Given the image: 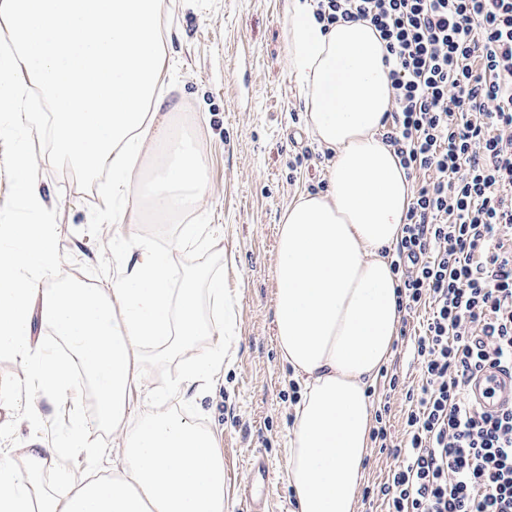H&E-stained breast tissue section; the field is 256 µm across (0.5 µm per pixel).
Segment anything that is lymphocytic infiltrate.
Returning <instances> with one entry per match:
<instances>
[{"mask_svg":"<svg viewBox=\"0 0 512 512\" xmlns=\"http://www.w3.org/2000/svg\"><path fill=\"white\" fill-rule=\"evenodd\" d=\"M318 19L365 21L394 89L382 135L419 182L392 254L398 307L424 382L407 391L387 512H512V409L468 397L512 368V0H316Z\"/></svg>","mask_w":512,"mask_h":512,"instance_id":"f902f5d3","label":"lymphocytic infiltrate"}]
</instances>
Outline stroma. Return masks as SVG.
<instances>
[{
  "label": "stroma",
  "instance_id": "1",
  "mask_svg": "<svg viewBox=\"0 0 512 512\" xmlns=\"http://www.w3.org/2000/svg\"><path fill=\"white\" fill-rule=\"evenodd\" d=\"M286 0H166L172 30L166 45L165 87L180 103L175 116L179 133L195 137L206 165L210 196L183 223L149 224L145 231L156 249H165L184 224L213 228L209 248L175 254L177 273L206 267L223 273L237 289V360L222 371L211 389L182 410L215 432L224 456L227 512H245L242 487L253 454H262L271 468L268 512H295L294 493L287 480L286 448L291 411L301 389L281 358L275 339L277 225L288 204L300 193L328 188L330 164L310 137L306 114L294 90L286 45ZM30 148L37 159L34 177L59 215L60 278L106 283L121 269L113 235L105 226L112 201L101 192L108 171L85 173L55 150L49 124L34 132ZM14 149L8 133L0 132V220L28 222L32 216L19 201L13 174L5 161ZM308 153V160L294 158ZM422 313L405 316L386 364L397 372L402 387L391 397L393 444L404 434L405 390L421 383V372L409 357L411 337ZM141 369L145 388L131 397L145 409L154 395L175 384L184 371L174 356L146 352ZM0 451H14L29 439L53 447L74 408H86L85 388L40 398L25 380L22 365L0 356ZM39 401L41 416L27 413ZM93 436L103 452L94 461L80 456H48L45 488L67 490L94 466L112 473V435L97 429Z\"/></svg>",
  "mask_w": 512,
  "mask_h": 512
}]
</instances>
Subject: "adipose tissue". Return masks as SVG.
I'll list each match as a JSON object with an SVG mask.
<instances>
[{
    "mask_svg": "<svg viewBox=\"0 0 512 512\" xmlns=\"http://www.w3.org/2000/svg\"><path fill=\"white\" fill-rule=\"evenodd\" d=\"M287 49L313 140L332 152L327 191L291 202L278 226L275 329L302 388L293 407L287 479L297 512H356L373 426L367 391L388 362L399 309L391 250L402 235L411 183L381 140L393 88L384 44L363 22L325 25L314 0H287ZM164 0H0V123L30 132L22 96L40 88L54 110L58 154L112 172L118 239L139 245L111 284L57 278L58 214L39 191L34 157L18 140L8 158L32 224H0V353L51 398L77 377L92 385L98 423L112 429L115 470L67 495L41 484L47 451L31 441L23 469L0 454V512H224V457L210 430L152 403L131 411L146 351L181 357L178 395L203 389L237 357V293L206 270L176 275L171 253L143 244L133 186L141 157L157 174L146 193L169 217L201 206L206 168L170 132L162 80L169 37ZM48 328L61 358L34 336ZM220 336L202 352L198 340Z\"/></svg>",
    "mask_w": 512,
    "mask_h": 512,
    "instance_id": "adipose-tissue-1",
    "label": "adipose tissue"
}]
</instances>
